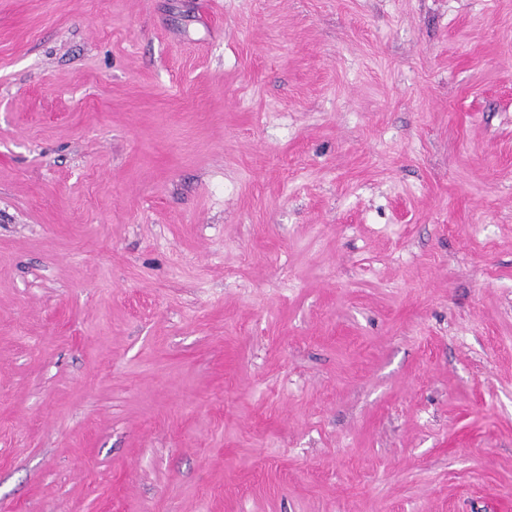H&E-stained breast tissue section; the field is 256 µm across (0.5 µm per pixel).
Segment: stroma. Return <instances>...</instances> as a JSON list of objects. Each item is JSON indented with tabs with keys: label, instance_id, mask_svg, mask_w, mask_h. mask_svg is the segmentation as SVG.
<instances>
[{
	"label": "stroma",
	"instance_id": "obj_1",
	"mask_svg": "<svg viewBox=\"0 0 512 512\" xmlns=\"http://www.w3.org/2000/svg\"><path fill=\"white\" fill-rule=\"evenodd\" d=\"M0 512H512V0H0Z\"/></svg>",
	"mask_w": 512,
	"mask_h": 512
}]
</instances>
